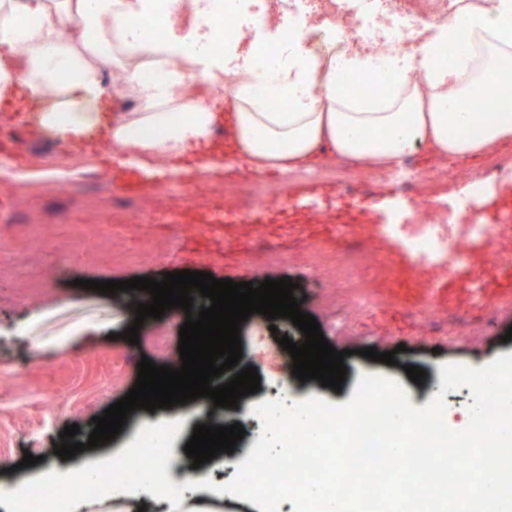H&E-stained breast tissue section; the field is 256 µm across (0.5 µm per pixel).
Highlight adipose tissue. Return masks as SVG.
Here are the masks:
<instances>
[{
  "instance_id": "adipose-tissue-1",
  "label": "adipose tissue",
  "mask_w": 512,
  "mask_h": 512,
  "mask_svg": "<svg viewBox=\"0 0 512 512\" xmlns=\"http://www.w3.org/2000/svg\"><path fill=\"white\" fill-rule=\"evenodd\" d=\"M156 0H0V103L37 105L38 133L79 140L100 132L116 155L148 172L197 154L206 177L223 156L208 152L216 122L229 115L233 153L253 172L312 168L341 157L385 168L417 150L463 160L512 143V81L495 73L512 63V0H457L445 24L419 32L413 54L386 58L392 86L378 103H357L345 83L377 69L375 57L344 46L332 56L303 43L279 49L265 67L253 42L211 48L216 0H169L167 35L146 33ZM465 41L452 62L440 43ZM120 69L132 112L103 116L105 75ZM232 92L222 96L225 79ZM195 85V98L176 88ZM491 97L495 118L470 133L467 105Z\"/></svg>"
}]
</instances>
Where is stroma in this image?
Wrapping results in <instances>:
<instances>
[{
	"label": "stroma",
	"instance_id": "1",
	"mask_svg": "<svg viewBox=\"0 0 512 512\" xmlns=\"http://www.w3.org/2000/svg\"><path fill=\"white\" fill-rule=\"evenodd\" d=\"M251 175L242 162L228 160L206 181L192 180L186 167L148 178L113 162L103 137L70 143L37 135L21 102L0 106V255L12 261L10 275L0 278V463L15 467L0 474V493L22 480L63 481L74 466L54 452L61 432L75 424L86 437L92 417L133 388L135 359L174 369L182 364L183 314L168 311L140 327L138 343H129L123 333L134 321L133 304L79 287L82 279L159 280L181 270L256 284L290 278L302 312L345 351L346 378L337 391L315 380L286 384L283 365L291 355L278 339L298 344L304 336L287 318L258 314L241 326L239 364L256 368L266 398L291 404L317 396L343 404L360 375L372 374L397 380L417 407L444 393L446 418L467 426L471 391L442 392L441 368H479L512 354L505 338L512 328V252L487 262L489 244L474 234L465 243L467 265L449 273L418 269L394 241L377 234L383 206L401 194L391 184L370 196L307 182L293 198L251 212L248 222L225 219L218 187ZM269 248L277 261L268 260ZM358 248L374 257L361 274L377 300L361 312L336 308L307 263L311 254L333 258ZM161 329L168 336L162 346L155 342ZM257 331L267 335L261 349L249 342ZM369 347L394 352L395 364L360 356ZM409 366L425 371L423 384L409 379ZM231 419L242 424L245 444L236 448L233 465L209 470L219 485L234 476L261 431L250 405L239 406ZM27 453L39 464L22 466Z\"/></svg>",
	"mask_w": 512,
	"mask_h": 512
}]
</instances>
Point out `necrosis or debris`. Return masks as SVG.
I'll list each match as a JSON object with an SVG mask.
<instances>
[{"label": "necrosis or debris", "instance_id": "1", "mask_svg": "<svg viewBox=\"0 0 512 512\" xmlns=\"http://www.w3.org/2000/svg\"><path fill=\"white\" fill-rule=\"evenodd\" d=\"M455 0H336V8L319 34L306 35L311 16L307 0H224L212 22L217 29V42L227 44L250 38L252 32L269 33L270 45L304 40L307 48L326 55L336 43L351 41L356 49L368 50L377 57L389 53H411L422 29L443 22L454 8ZM500 162H492L482 173L469 177V192L463 202L455 205L436 202L432 189L447 181L446 168L419 170L410 166H392L376 171L356 173L344 163H329L309 170L286 172L276 185L268 186L259 179L225 183L221 190L224 213L238 222H245L252 209L271 201L290 197L296 185L326 180L338 188L354 185L373 187L386 182L403 186L405 195L391 206V222L387 233L399 237L405 249L420 268L436 267L451 271L463 264V243L472 233L484 234L489 242V261H498L502 254L499 243L512 238L511 224L482 225L476 223V204L489 186L504 176ZM363 255L353 251L321 264L324 280L336 290V303L358 311L373 306L375 297L366 289L358 271ZM168 454L167 431L155 429L143 436L137 448L112 464V482L103 484L86 476L57 485L52 493H44L40 485H32L17 500L15 512H70L73 502L99 500L111 495L113 487L140 484L145 472V457L162 461Z\"/></svg>", "mask_w": 512, "mask_h": 512}]
</instances>
